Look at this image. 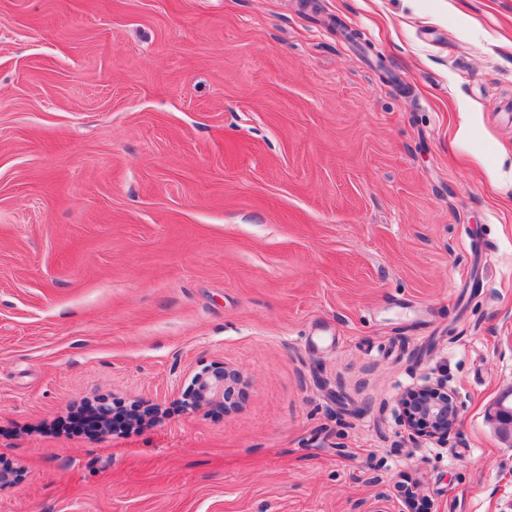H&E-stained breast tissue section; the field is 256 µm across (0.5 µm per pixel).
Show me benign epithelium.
Returning <instances> with one entry per match:
<instances>
[{
    "mask_svg": "<svg viewBox=\"0 0 512 512\" xmlns=\"http://www.w3.org/2000/svg\"><path fill=\"white\" fill-rule=\"evenodd\" d=\"M235 372L223 365L211 366L196 372L192 378V392L187 407L193 410L204 404L224 406L228 411L233 405L234 388L231 376ZM399 404L401 420L416 440L445 439L454 428L458 409L448 395L445 384L437 381L406 390ZM512 418V406L500 401L488 413L489 422L500 429L502 419Z\"/></svg>",
    "mask_w": 512,
    "mask_h": 512,
    "instance_id": "obj_1",
    "label": "benign epithelium"
}]
</instances>
